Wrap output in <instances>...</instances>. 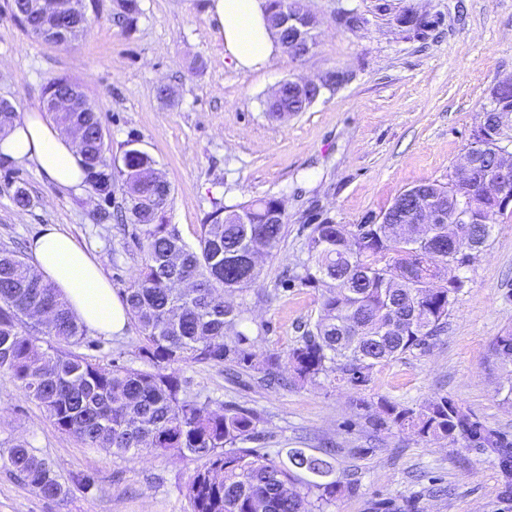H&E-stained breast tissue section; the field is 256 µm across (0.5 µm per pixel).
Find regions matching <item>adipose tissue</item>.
<instances>
[{
  "instance_id": "obj_1",
  "label": "adipose tissue",
  "mask_w": 512,
  "mask_h": 512,
  "mask_svg": "<svg viewBox=\"0 0 512 512\" xmlns=\"http://www.w3.org/2000/svg\"><path fill=\"white\" fill-rule=\"evenodd\" d=\"M266 8V0H211L209 14L219 27L226 53L239 68H260L280 50L268 27ZM0 157L31 162L43 178L62 188L84 181L75 143L37 112L23 113L0 137ZM29 253L36 270L61 292L86 327L108 336L126 329L129 315L124 303L97 262L71 235L47 225L31 240Z\"/></svg>"
}]
</instances>
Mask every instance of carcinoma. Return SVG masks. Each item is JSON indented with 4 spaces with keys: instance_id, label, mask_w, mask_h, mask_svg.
I'll return each mask as SVG.
<instances>
[{
    "instance_id": "cac0c4a2",
    "label": "carcinoma",
    "mask_w": 512,
    "mask_h": 512,
    "mask_svg": "<svg viewBox=\"0 0 512 512\" xmlns=\"http://www.w3.org/2000/svg\"><path fill=\"white\" fill-rule=\"evenodd\" d=\"M305 9V0H267L272 17ZM310 91L300 96L288 86L267 103L272 118L282 111L304 112ZM490 106L512 112V80L490 90ZM84 127L83 168L99 194L112 196L114 173L102 141L98 112H71L56 118ZM155 163L129 148L119 170L126 221L139 227L144 259L123 302L140 333L145 369L113 364L106 368L71 351L84 338V325L57 289L24 258L0 247V377L35 402L61 432L88 448L114 455L187 454L201 461L186 485L191 512H313L355 486L342 480L332 454L288 448L275 456L247 448L257 439V418L249 411L211 407L184 397L174 364L205 363L256 370L274 377L280 355L253 363L251 339L240 330L245 310L223 300L225 292L246 291L258 277L249 254H270L286 234L288 217L274 196L215 204L186 242L165 223L171 203L168 182L155 178ZM428 204L452 214L462 210V236L453 250L435 243L444 224H431L427 237H407L414 209L399 207L403 195L382 212L384 222L349 228L326 217L307 237L304 285L323 287L317 318L287 354L300 381L336 375L364 383L379 365L423 349L443 327L465 286L459 275L473 254L483 250L496 224L508 216L494 197L463 187L435 192ZM48 312L45 328L28 322L30 312ZM491 355L512 364V331L496 337ZM389 423L423 439L460 437L498 452L512 475V442L473 421L453 399L436 396L419 409L382 404ZM9 466L46 498L68 491L53 471L23 442L8 451Z\"/></svg>"
}]
</instances>
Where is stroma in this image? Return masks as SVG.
<instances>
[{
    "mask_svg": "<svg viewBox=\"0 0 512 512\" xmlns=\"http://www.w3.org/2000/svg\"><path fill=\"white\" fill-rule=\"evenodd\" d=\"M378 3L308 0L320 21L311 52L299 59L280 52L251 71L225 54L209 0H139L130 28L117 21V0H91L85 31L65 46L37 38L13 16L11 0H0V98L18 112H38L49 79L82 85L100 114L108 156L121 162L133 139L155 160L172 189L167 220L187 242L214 201L282 200L287 234L237 301L256 338L255 361L284 356L319 309L321 287L300 282L309 223L357 224L415 184L447 182L491 88L512 75V0H391L434 20L421 37L389 24ZM342 6L368 25L337 29ZM341 68L351 80L307 111L267 117L266 98L283 81ZM163 87L169 98L160 96ZM20 189L30 199L24 209L14 202ZM124 207L121 188L107 201L90 183L62 189L33 164L0 162V245L28 246L42 226L57 225L91 253L119 296L142 264L141 243L132 225L101 215ZM462 274L466 286L431 345L376 367L365 384L330 375L294 382L287 368L288 384L270 387L253 370L236 375L188 363L175 367L182 390L256 414L262 452L332 449L356 491L325 512H512V476L496 452L367 419L383 401L416 409L446 395L512 441V372L489 357L492 341L512 330V218L495 226ZM138 346L131 325L121 336L86 331L77 351L105 367L140 368ZM19 440L48 463L66 494L44 498L6 465ZM196 466L189 456L130 458L85 447L0 381V512H191L185 486ZM84 476L92 481L86 489L77 483Z\"/></svg>",
    "mask_w": 512,
    "mask_h": 512,
    "instance_id": "1",
    "label": "stroma"
}]
</instances>
